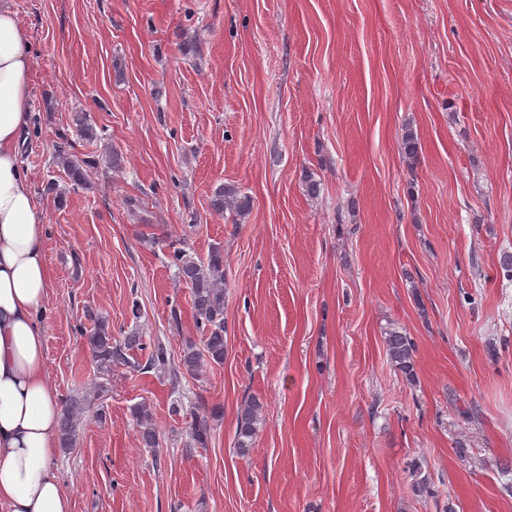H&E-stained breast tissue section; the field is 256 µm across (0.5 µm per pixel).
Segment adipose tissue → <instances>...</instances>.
Returning a JSON list of instances; mask_svg holds the SVG:
<instances>
[{"instance_id":"obj_1","label":"adipose tissue","mask_w":512,"mask_h":512,"mask_svg":"<svg viewBox=\"0 0 512 512\" xmlns=\"http://www.w3.org/2000/svg\"><path fill=\"white\" fill-rule=\"evenodd\" d=\"M32 80L31 35L0 0V506L71 512L53 466L60 405L40 316L54 278L46 213L21 160Z\"/></svg>"}]
</instances>
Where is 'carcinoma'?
Instances as JSON below:
<instances>
[{
    "label": "carcinoma",
    "instance_id": "obj_1",
    "mask_svg": "<svg viewBox=\"0 0 512 512\" xmlns=\"http://www.w3.org/2000/svg\"><path fill=\"white\" fill-rule=\"evenodd\" d=\"M71 143L64 139L58 146L57 159L66 169L70 182L76 187L87 184L90 163L68 151ZM405 158L413 163L418 158V139L413 130L407 128L401 138ZM212 211L219 215L228 213L242 218L252 207L251 196L233 185L218 187L210 198ZM172 264L177 269L178 280L191 292V309L195 328L201 333V344L190 340L180 355L179 363L171 361L167 348L157 342L149 345L137 331L122 336L112 335V326L103 317H92V326L80 329L81 337L88 346L97 369L110 374L112 368L125 366L141 374L157 370L167 371L173 379L180 374L197 376L207 363L224 362V249L211 247L204 258L184 247H173L170 253ZM387 357L397 370L409 381L414 380L415 344L397 328L384 336ZM148 351L145 363L132 360L134 351ZM89 407L85 396L69 397L61 405L59 417V445L67 451L76 446L78 426ZM222 415V408L213 406L190 413L188 425L192 441L201 448L212 439L213 423ZM133 417L142 444L153 448L156 444V429L149 406L141 403L134 407ZM264 420V403L257 396H248L241 402L237 412L236 448L244 453Z\"/></svg>",
    "mask_w": 512,
    "mask_h": 512
}]
</instances>
